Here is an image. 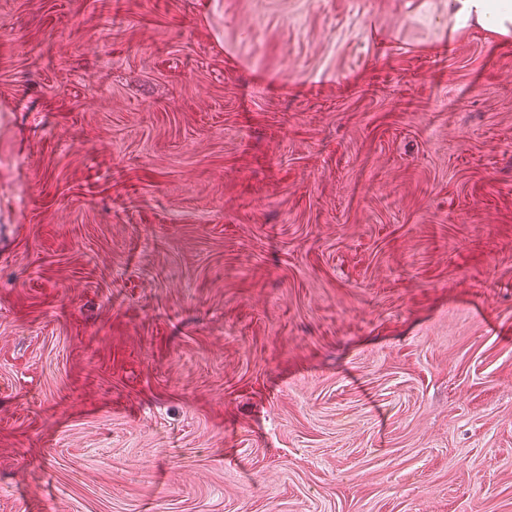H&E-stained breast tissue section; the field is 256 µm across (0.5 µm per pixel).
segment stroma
<instances>
[{
  "label": "stroma",
  "mask_w": 512,
  "mask_h": 512,
  "mask_svg": "<svg viewBox=\"0 0 512 512\" xmlns=\"http://www.w3.org/2000/svg\"><path fill=\"white\" fill-rule=\"evenodd\" d=\"M0 512H512V45L0 0Z\"/></svg>",
  "instance_id": "stroma-1"
}]
</instances>
